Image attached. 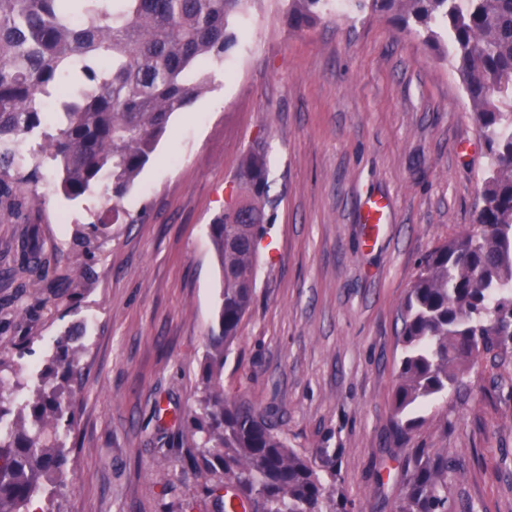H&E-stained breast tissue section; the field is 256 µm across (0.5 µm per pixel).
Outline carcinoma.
<instances>
[{
  "mask_svg": "<svg viewBox=\"0 0 512 512\" xmlns=\"http://www.w3.org/2000/svg\"><path fill=\"white\" fill-rule=\"evenodd\" d=\"M252 0H0V203L51 167L66 198L104 183L112 206L97 223L115 224L122 201L149 162L171 115L209 87L204 65L237 43L231 20ZM360 11L392 12L425 41L439 44L458 73L485 138L490 164L476 227L435 247L419 264L400 313L402 358L394 393L396 433L407 439L417 411L464 384L480 354L512 343V0H352ZM329 0H288L300 28ZM38 142L31 169L23 146ZM235 205L210 226L224 289L203 363L202 434L195 474L207 492L242 495L244 512H347L336 498V459L290 447L275 422L251 403L224 395V361L237 338L257 278V249L270 223L267 157L257 147L236 175ZM19 268L48 280L43 246L30 239ZM82 333L59 341L52 361L64 385L34 388L11 430L0 434V512H29L42 484L63 480L61 422L72 425L65 393L80 377ZM0 359V419L18 381ZM444 458L419 461L395 512H448Z\"/></svg>",
  "mask_w": 512,
  "mask_h": 512,
  "instance_id": "1",
  "label": "carcinoma"
}]
</instances>
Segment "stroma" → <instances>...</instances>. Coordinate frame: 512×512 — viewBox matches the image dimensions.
Returning <instances> with one entry per match:
<instances>
[{
	"label": "stroma",
	"mask_w": 512,
	"mask_h": 512,
	"mask_svg": "<svg viewBox=\"0 0 512 512\" xmlns=\"http://www.w3.org/2000/svg\"><path fill=\"white\" fill-rule=\"evenodd\" d=\"M212 70L125 198L131 222L95 226L102 191L67 200L49 169L28 189L39 205L0 210V354L24 379L69 329L85 345L66 478L39 512H219L188 469L222 291L209 226L259 144L271 222L225 394L270 415L291 448L334 453L355 512H394L422 456L458 461L451 512H512V346L482 353L409 439L393 425L402 304L420 259L473 229L489 162L457 72L391 15L330 9L297 30L285 0H256ZM374 198L380 229L363 221ZM32 237L55 287L18 270Z\"/></svg>",
	"instance_id": "obj_1"
}]
</instances>
